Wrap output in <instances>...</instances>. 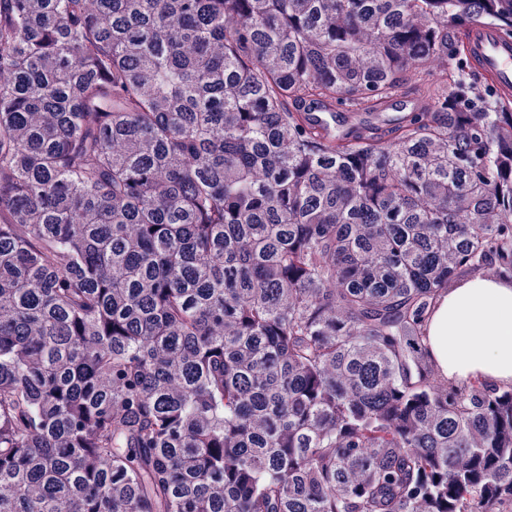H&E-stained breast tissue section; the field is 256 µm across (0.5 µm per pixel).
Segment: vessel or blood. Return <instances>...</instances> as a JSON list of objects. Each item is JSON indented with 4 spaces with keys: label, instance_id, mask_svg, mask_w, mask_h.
<instances>
[{
    "label": "vessel or blood",
    "instance_id": "1",
    "mask_svg": "<svg viewBox=\"0 0 512 512\" xmlns=\"http://www.w3.org/2000/svg\"><path fill=\"white\" fill-rule=\"evenodd\" d=\"M457 51L475 71L492 79L505 93H512V36L499 26L481 23L465 29Z\"/></svg>",
    "mask_w": 512,
    "mask_h": 512
}]
</instances>
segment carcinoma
<instances>
[{"label": "carcinoma", "mask_w": 512, "mask_h": 512, "mask_svg": "<svg viewBox=\"0 0 512 512\" xmlns=\"http://www.w3.org/2000/svg\"><path fill=\"white\" fill-rule=\"evenodd\" d=\"M512 0H0V512H512V387L425 321L512 276ZM431 67L427 112L329 136ZM457 51L479 75L492 79L511 101L512 36L504 35L492 23L472 25L465 29Z\"/></svg>", "instance_id": "obj_1"}]
</instances>
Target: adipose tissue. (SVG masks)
Wrapping results in <instances>:
<instances>
[{
  "label": "adipose tissue",
  "instance_id": "1",
  "mask_svg": "<svg viewBox=\"0 0 512 512\" xmlns=\"http://www.w3.org/2000/svg\"><path fill=\"white\" fill-rule=\"evenodd\" d=\"M426 335L437 370L448 381L512 386V279L463 277L439 295Z\"/></svg>",
  "mask_w": 512,
  "mask_h": 512
}]
</instances>
